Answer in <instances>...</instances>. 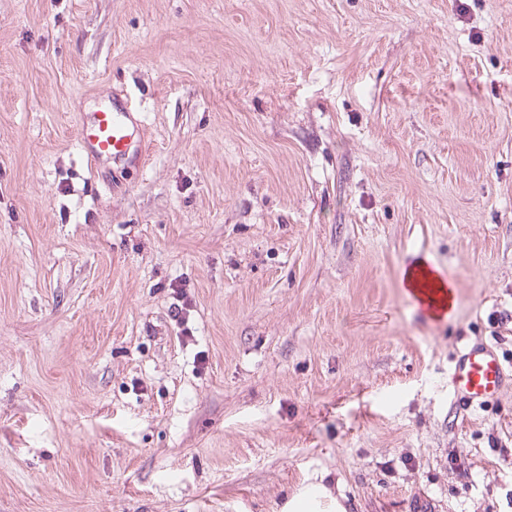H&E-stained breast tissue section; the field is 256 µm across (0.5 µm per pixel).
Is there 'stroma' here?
<instances>
[{
	"instance_id": "obj_1",
	"label": "stroma",
	"mask_w": 512,
	"mask_h": 512,
	"mask_svg": "<svg viewBox=\"0 0 512 512\" xmlns=\"http://www.w3.org/2000/svg\"><path fill=\"white\" fill-rule=\"evenodd\" d=\"M116 90L145 162L92 167ZM477 337L512 364V0H0V512H512ZM421 278L432 281L436 289L437 303L427 313L433 318H441L454 307V286L451 282L442 277V273L436 267L429 268L427 262L415 259L407 268L404 275L403 285L405 288L414 289ZM450 383L460 403L481 408L512 385V367L506 366L494 345L470 341L454 359ZM324 502L328 503L326 508L321 506ZM288 510L289 512H347V507L338 497L333 498L323 485L310 484L288 502Z\"/></svg>"
}]
</instances>
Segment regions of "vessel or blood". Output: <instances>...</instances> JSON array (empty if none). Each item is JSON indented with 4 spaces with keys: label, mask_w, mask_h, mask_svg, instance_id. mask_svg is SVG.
Masks as SVG:
<instances>
[{
    "label": "vessel or blood",
    "mask_w": 512,
    "mask_h": 512,
    "mask_svg": "<svg viewBox=\"0 0 512 512\" xmlns=\"http://www.w3.org/2000/svg\"><path fill=\"white\" fill-rule=\"evenodd\" d=\"M131 109L121 95H113L111 109L93 113L82 123L79 138L88 161L102 156L116 160L132 153ZM450 383L460 403L480 408L512 386V367L506 366L497 348L483 340L465 343L458 351Z\"/></svg>",
    "instance_id": "b4317fda"
}]
</instances>
